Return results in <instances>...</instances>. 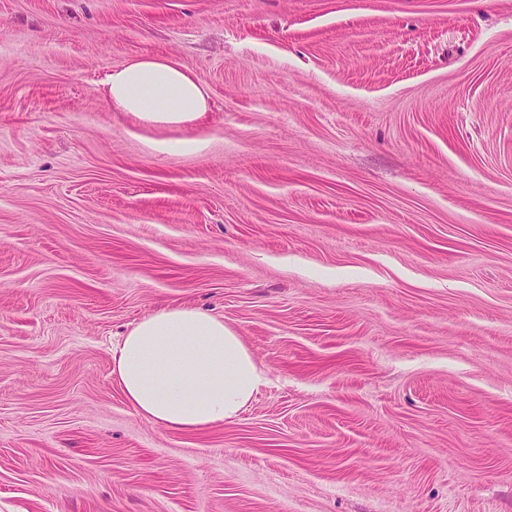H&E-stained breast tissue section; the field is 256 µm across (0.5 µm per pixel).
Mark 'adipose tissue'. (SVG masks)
<instances>
[{
  "label": "adipose tissue",
  "mask_w": 512,
  "mask_h": 512,
  "mask_svg": "<svg viewBox=\"0 0 512 512\" xmlns=\"http://www.w3.org/2000/svg\"><path fill=\"white\" fill-rule=\"evenodd\" d=\"M105 84L111 106L152 123L182 124L209 109L204 83L167 58L130 59ZM112 373L140 417L172 431L235 421L265 382L223 319L183 306L135 323L112 348Z\"/></svg>",
  "instance_id": "obj_1"
}]
</instances>
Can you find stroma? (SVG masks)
Returning a JSON list of instances; mask_svg holds the SVG:
<instances>
[{"instance_id":"1","label":"stroma","mask_w":512,"mask_h":512,"mask_svg":"<svg viewBox=\"0 0 512 512\" xmlns=\"http://www.w3.org/2000/svg\"><path fill=\"white\" fill-rule=\"evenodd\" d=\"M140 56L210 110L108 107ZM175 306L234 422L127 403ZM0 512H512V0H0ZM112 373L140 417L172 431L234 422L265 382L223 319L183 306L135 323L112 347Z\"/></svg>"}]
</instances>
